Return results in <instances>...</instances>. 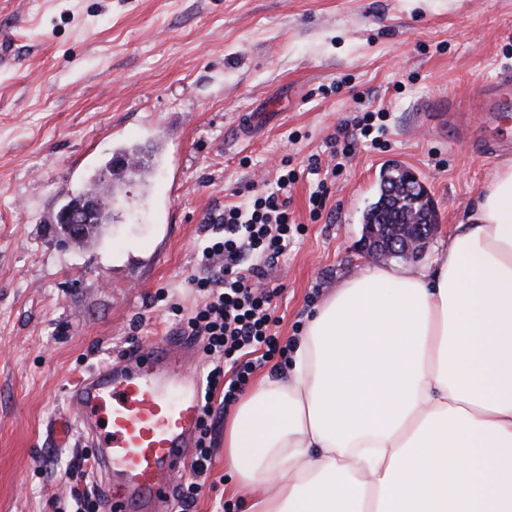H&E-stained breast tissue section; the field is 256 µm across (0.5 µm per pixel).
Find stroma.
I'll return each instance as SVG.
<instances>
[{"label": "stroma", "mask_w": 512, "mask_h": 512, "mask_svg": "<svg viewBox=\"0 0 512 512\" xmlns=\"http://www.w3.org/2000/svg\"><path fill=\"white\" fill-rule=\"evenodd\" d=\"M512 68V0H0V512H65L92 450L48 438L73 384L94 366L179 326L201 302L188 280L220 227L283 156L301 174L306 231L268 271L280 335L364 267L363 213L380 175L413 171L438 229L419 267L469 215L512 153L482 156L473 100ZM350 80L352 92L323 94ZM387 109L381 148L358 146L311 221L309 155L355 111ZM157 156L148 188L126 185L98 244L60 242L51 221L120 147ZM168 291V302L157 299ZM214 466L188 512L241 494Z\"/></svg>", "instance_id": "35a3bbf8"}]
</instances>
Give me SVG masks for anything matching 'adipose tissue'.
<instances>
[{"label":"adipose tissue","mask_w":512,"mask_h":512,"mask_svg":"<svg viewBox=\"0 0 512 512\" xmlns=\"http://www.w3.org/2000/svg\"><path fill=\"white\" fill-rule=\"evenodd\" d=\"M244 512H512V166L433 265L359 270L224 430Z\"/></svg>","instance_id":"ef3b65f1"}]
</instances>
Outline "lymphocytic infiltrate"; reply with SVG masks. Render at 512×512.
<instances>
[{
    "instance_id": "lymphocytic-infiltrate-1",
    "label": "lymphocytic infiltrate",
    "mask_w": 512,
    "mask_h": 512,
    "mask_svg": "<svg viewBox=\"0 0 512 512\" xmlns=\"http://www.w3.org/2000/svg\"><path fill=\"white\" fill-rule=\"evenodd\" d=\"M388 119V112L382 110L358 113L350 128H338L326 145L332 154L345 157L361 142L379 146ZM297 179L291 157H284L272 190H252L247 204L225 207L211 218L224 230L206 240L200 259L204 273L191 281L202 303L180 317L187 335L202 337L210 368L196 453L177 495L178 512H187L195 503L201 477L212 470V422L219 407L234 403L257 370L288 359L291 344L278 333L279 291L266 285L265 268L305 232L304 225L295 222L286 199Z\"/></svg>"
}]
</instances>
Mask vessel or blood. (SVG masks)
Listing matches in <instances>:
<instances>
[{
    "instance_id": "1",
    "label": "vessel or blood",
    "mask_w": 512,
    "mask_h": 512,
    "mask_svg": "<svg viewBox=\"0 0 512 512\" xmlns=\"http://www.w3.org/2000/svg\"><path fill=\"white\" fill-rule=\"evenodd\" d=\"M478 110L488 130L484 153L512 147L499 123L512 113V70L483 88ZM198 349L190 337L158 336L125 351L84 375L69 393L72 415L50 423L55 440L68 441L75 429L94 448L113 512H170L174 475L198 430L201 379L184 371Z\"/></svg>"
}]
</instances>
